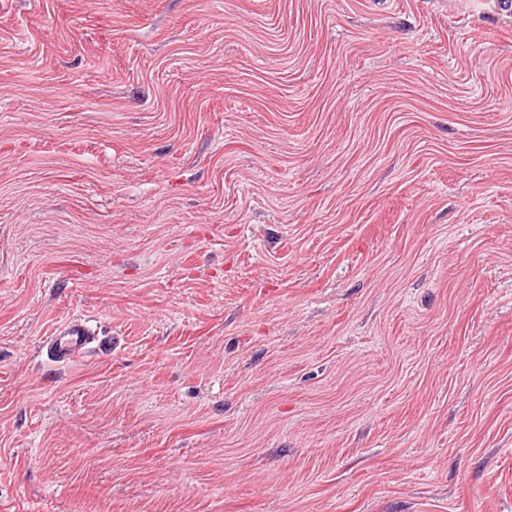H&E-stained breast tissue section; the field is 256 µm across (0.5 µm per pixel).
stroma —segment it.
Wrapping results in <instances>:
<instances>
[{
    "label": "stroma",
    "mask_w": 512,
    "mask_h": 512,
    "mask_svg": "<svg viewBox=\"0 0 512 512\" xmlns=\"http://www.w3.org/2000/svg\"><path fill=\"white\" fill-rule=\"evenodd\" d=\"M0 512H512V13L0 0ZM53 362L70 363L95 350L112 345L109 336H100L84 317H73L43 341Z\"/></svg>",
    "instance_id": "1"
}]
</instances>
